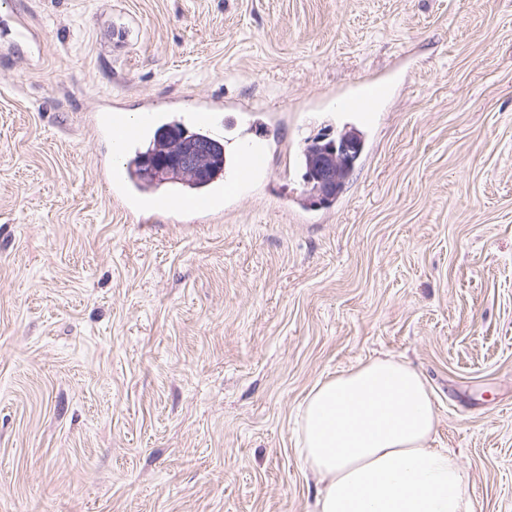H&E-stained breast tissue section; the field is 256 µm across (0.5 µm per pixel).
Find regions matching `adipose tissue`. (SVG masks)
Returning <instances> with one entry per match:
<instances>
[{"label": "adipose tissue", "mask_w": 512, "mask_h": 512, "mask_svg": "<svg viewBox=\"0 0 512 512\" xmlns=\"http://www.w3.org/2000/svg\"><path fill=\"white\" fill-rule=\"evenodd\" d=\"M437 423L425 380L394 358L317 382L297 420L299 459L322 483L315 512H464L458 459L429 445Z\"/></svg>", "instance_id": "adipose-tissue-1"}]
</instances>
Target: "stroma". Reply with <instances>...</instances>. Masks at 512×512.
I'll list each match as a JSON object with an SVG mask.
<instances>
[{"mask_svg":"<svg viewBox=\"0 0 512 512\" xmlns=\"http://www.w3.org/2000/svg\"><path fill=\"white\" fill-rule=\"evenodd\" d=\"M0 43V512H312L295 418L389 356L428 380L468 512H512V0H11ZM389 86L375 125L333 105ZM275 113L206 223L114 205L85 115ZM361 130L299 216L321 134ZM12 14L13 10L10 7L4 13L1 10L0 27L7 38L8 46L10 48H24L26 54L39 53L40 47L37 34L18 16L12 17Z\"/></svg>","mask_w":512,"mask_h":512,"instance_id":"obj_1","label":"stroma"}]
</instances>
